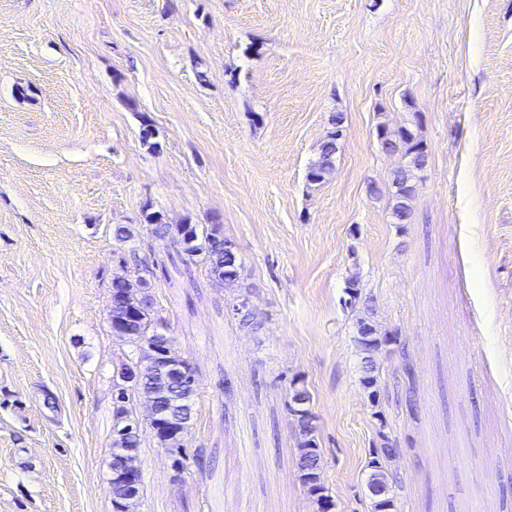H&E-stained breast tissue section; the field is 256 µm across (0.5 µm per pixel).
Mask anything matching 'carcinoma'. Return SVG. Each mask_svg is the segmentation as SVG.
<instances>
[{"label":"carcinoma","mask_w":512,"mask_h":512,"mask_svg":"<svg viewBox=\"0 0 512 512\" xmlns=\"http://www.w3.org/2000/svg\"><path fill=\"white\" fill-rule=\"evenodd\" d=\"M340 130L327 135L320 145V154L307 172L311 185H320L335 168L336 137ZM382 148L394 150L407 158V165L396 171L393 179L392 217L394 223L404 226L410 223L415 186L414 171L424 167L427 160L426 144L411 129L403 127L391 133L381 128ZM151 237L177 244L186 262L198 264L206 276L220 282L226 288L243 287L240 258L226 247L228 240L219 224H169L152 205L144 204L143 224H118L115 237L121 241L133 239L139 230ZM152 282L145 276L132 281L118 280L115 292L120 301L112 307L110 329L129 348L127 360L112 375V448L110 469L112 472V509L121 512L118 505L126 498L143 496L142 473L128 466L138 458L142 422L133 410L134 401L149 402L153 414L148 422L158 447L168 456L176 472L186 470L189 455L184 438L193 428L196 415L197 384L193 365L174 349L172 341L159 329L163 321L158 315L155 299L151 294ZM347 299L344 304L359 307L356 319V345L361 355L362 384L369 397L377 396L380 369L377 359L391 354L389 345L394 340L380 335L372 321L374 308L370 298H361L358 279L347 281ZM288 417L297 438V465L303 485L310 496L320 504L321 512L333 506L328 488L321 482L323 456L316 440L311 397L301 381L289 385L287 401ZM383 446L375 449L369 461L366 487L369 492L371 512H389L395 506V496L389 485L387 463L396 456L397 449L390 444L385 432H380Z\"/></svg>","instance_id":"obj_1"}]
</instances>
